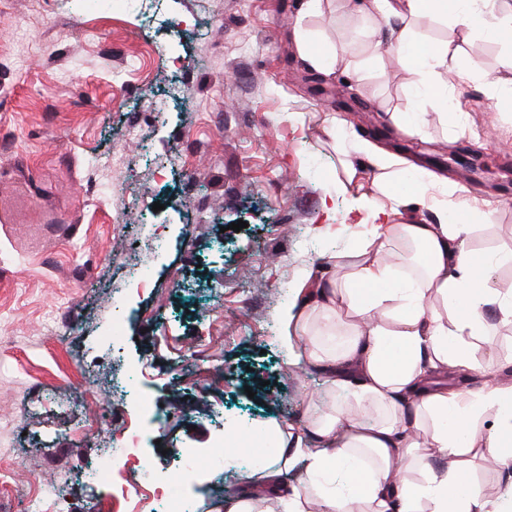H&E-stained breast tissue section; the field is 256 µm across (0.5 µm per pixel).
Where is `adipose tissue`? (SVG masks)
I'll return each mask as SVG.
<instances>
[{
    "label": "adipose tissue",
    "mask_w": 512,
    "mask_h": 512,
    "mask_svg": "<svg viewBox=\"0 0 512 512\" xmlns=\"http://www.w3.org/2000/svg\"><path fill=\"white\" fill-rule=\"evenodd\" d=\"M355 8L399 24L395 53L427 97H445L449 83L442 77L447 44L421 40L411 28L425 13L463 21L505 46L501 67L512 73V0H357ZM357 148L377 169L383 199L375 204L359 191L355 208L374 204L375 222L360 247L309 274L282 312L281 336L286 352H299L332 389L353 398L354 411L346 416L330 409L306 421L305 437L278 440L251 484L225 497L224 512H262L271 497L282 512H309L315 498L321 512H512V450L505 446L512 439V381L492 375L475 393L448 378L454 369L483 371L472 341L487 333L488 307L512 322V288L492 283L498 266L512 264V246L474 247L476 223L490 215L456 198L448 206L463 210L465 222L393 223L407 204L390 189L400 161L367 141ZM392 241L423 248L419 277L393 279L383 257ZM433 296L443 300V310L431 307ZM343 319L350 322L346 342L325 346ZM306 331L309 342L296 348ZM477 457L492 459L498 469L495 497L468 477ZM301 461L303 481L289 484V470ZM399 465L423 472V481L397 478Z\"/></svg>",
    "instance_id": "1"
}]
</instances>
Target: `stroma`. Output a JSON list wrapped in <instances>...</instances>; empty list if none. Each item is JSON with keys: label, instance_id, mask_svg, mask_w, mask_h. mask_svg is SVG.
<instances>
[{"label": "stroma", "instance_id": "stroma-1", "mask_svg": "<svg viewBox=\"0 0 512 512\" xmlns=\"http://www.w3.org/2000/svg\"><path fill=\"white\" fill-rule=\"evenodd\" d=\"M301 3L112 0L102 13L0 0V512H48L31 493L63 482L62 512H90L78 479L129 422L143 465L162 475L171 449L237 440L240 464L222 487L174 486L183 512H224L270 426L298 433L309 415L351 405L280 344L305 272L374 221L368 207L355 223L349 181L356 171L368 187L375 173L331 135L332 118L399 157L406 196L426 170L485 200L476 247L512 237V186L496 185L512 167V112L489 91L504 46L416 19L417 34L449 43L458 75V105L423 108L387 25L353 0H323L305 19ZM301 24L318 47L345 41L348 53L312 68L296 49ZM392 112L417 116L416 131L398 130ZM458 146L482 155L485 182L445 169ZM141 273L150 287L132 285ZM118 315L124 331L104 343ZM473 351L512 379V324L495 323ZM92 417L98 427L74 438Z\"/></svg>", "mask_w": 512, "mask_h": 512}]
</instances>
